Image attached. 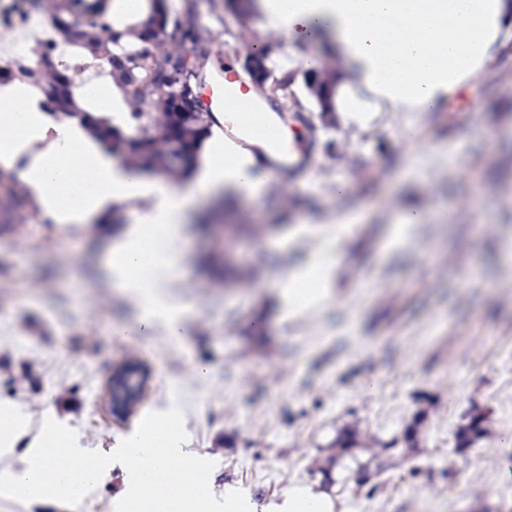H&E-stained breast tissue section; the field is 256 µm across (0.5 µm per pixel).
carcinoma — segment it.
Returning <instances> with one entry per match:
<instances>
[{
    "mask_svg": "<svg viewBox=\"0 0 512 512\" xmlns=\"http://www.w3.org/2000/svg\"><path fill=\"white\" fill-rule=\"evenodd\" d=\"M146 18L131 22L122 13L123 3L102 6L89 0H60L49 3L54 28L66 44L79 52L81 64L74 77L68 78L58 69L55 57L45 59V67L34 74L18 69L20 80L38 86L48 79L56 81L48 103L67 115L74 109V95L81 91L83 81L78 76L90 69L104 71L122 94L130 117L129 125L141 120L142 107L151 111V130L134 135L101 117L93 120L92 134L112 155L137 170L152 168L171 178L181 177L196 162L201 143L216 123L214 112L201 105L197 88L204 82L210 69L208 63L219 34L200 24L195 13L194 0H186L183 9L171 16L164 0H147ZM259 0H224V10L243 18L257 13ZM175 25L182 38L194 47L192 63H187L183 43L172 42L162 52L149 49L150 29L164 30ZM244 53L242 69L251 84L257 85L260 98L272 103L279 117L293 112L296 116L312 107L319 113L325 128L336 126V87L341 82V67L321 64L305 72L301 94H296V74L276 65L274 56L285 43V34H268L264 41L255 42L245 29L237 34ZM172 81H182L187 93L175 103L165 93ZM30 217L25 193L10 185L0 199V233H13ZM252 224L224 226V252L233 247L234 234L251 233ZM130 370L118 377L112 385L115 397H133L139 388L144 364L137 358L129 360ZM427 419V411H417L400 435L380 442L387 450L410 455L419 445V435ZM490 421L484 411L476 407L467 416V422L457 427L455 449L462 452L472 447L489 432ZM366 447L358 426L344 425L330 445L337 461L354 448Z\"/></svg>",
    "mask_w": 512,
    "mask_h": 512,
    "instance_id": "carcinoma-1",
    "label": "carcinoma"
}]
</instances>
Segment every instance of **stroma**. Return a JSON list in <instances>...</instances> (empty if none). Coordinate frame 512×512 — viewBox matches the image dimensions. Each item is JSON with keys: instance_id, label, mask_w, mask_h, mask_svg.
Masks as SVG:
<instances>
[{"instance_id": "obj_1", "label": "stroma", "mask_w": 512, "mask_h": 512, "mask_svg": "<svg viewBox=\"0 0 512 512\" xmlns=\"http://www.w3.org/2000/svg\"><path fill=\"white\" fill-rule=\"evenodd\" d=\"M407 125L417 147L399 138ZM329 142L340 151L333 161L323 153ZM295 145L311 151L310 168L212 212L216 224L267 227L237 238L232 280L207 270L224 253L195 234L177 291L188 307L178 342L160 330L136 343L115 334L136 299L86 287L108 231L37 217L0 236V403L25 419L0 468L21 465L47 416L74 429L81 447L106 453L176 400L185 451L216 463L212 493L243 491L257 512L302 487L327 489L337 512H500L512 502V22L483 68L435 111L382 107L364 124L321 127ZM340 180L349 185L341 198ZM410 210L427 221L406 245L386 248L390 225ZM355 214L362 222L339 235V218ZM335 235L326 299L286 309L290 271ZM144 345L154 351L146 398L113 418L110 374ZM200 362L207 372H196ZM475 407L492 430L456 451L454 433ZM422 408L428 418L409 459L392 457L364 485L353 472L369 448L323 472L345 423L387 441ZM123 489L116 467L92 504L0 498V512H113Z\"/></svg>"}]
</instances>
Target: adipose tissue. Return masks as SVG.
Returning <instances> with one entry per match:
<instances>
[{
    "label": "adipose tissue",
    "instance_id": "obj_1",
    "mask_svg": "<svg viewBox=\"0 0 512 512\" xmlns=\"http://www.w3.org/2000/svg\"><path fill=\"white\" fill-rule=\"evenodd\" d=\"M505 18L504 0H267L264 23L291 35L300 28L334 35L372 98L399 112H431L484 66ZM75 103L117 125L127 111L107 81L86 86ZM86 128L79 118L43 112L34 94L0 88V166L15 172L51 223L89 228L129 211L95 285L138 296L126 339L160 328L181 340L185 307L173 289L191 260L190 216L222 194L257 193L263 175L225 158L209 138L188 179H153L123 165ZM329 271L321 255L295 267L285 285L290 308L320 301L318 285Z\"/></svg>",
    "mask_w": 512,
    "mask_h": 512
}]
</instances>
